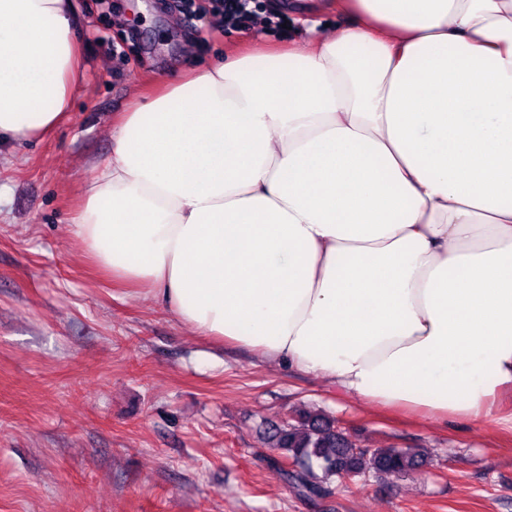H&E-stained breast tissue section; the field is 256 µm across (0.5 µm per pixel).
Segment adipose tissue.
<instances>
[{"label": "adipose tissue", "mask_w": 512, "mask_h": 512, "mask_svg": "<svg viewBox=\"0 0 512 512\" xmlns=\"http://www.w3.org/2000/svg\"><path fill=\"white\" fill-rule=\"evenodd\" d=\"M335 6L116 118L71 231L202 336L512 426V0ZM81 58L72 0H0V135L58 127Z\"/></svg>", "instance_id": "ef3b65f1"}]
</instances>
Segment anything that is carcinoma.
<instances>
[{"mask_svg":"<svg viewBox=\"0 0 512 512\" xmlns=\"http://www.w3.org/2000/svg\"><path fill=\"white\" fill-rule=\"evenodd\" d=\"M264 439L281 456L294 462L284 471L287 484L298 495L318 496L331 480L373 471L405 477L423 470L424 455L412 448H359L335 420L319 413L298 416L295 422L269 426Z\"/></svg>","mask_w":512,"mask_h":512,"instance_id":"cac0c4a2","label":"carcinoma"}]
</instances>
